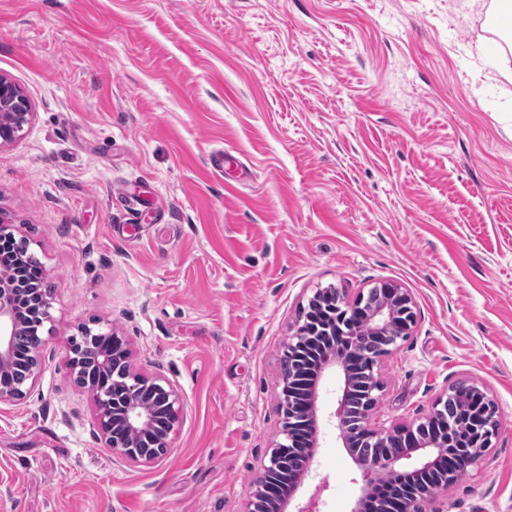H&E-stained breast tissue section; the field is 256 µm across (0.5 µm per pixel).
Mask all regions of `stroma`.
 <instances>
[{
    "label": "stroma",
    "mask_w": 512,
    "mask_h": 512,
    "mask_svg": "<svg viewBox=\"0 0 512 512\" xmlns=\"http://www.w3.org/2000/svg\"><path fill=\"white\" fill-rule=\"evenodd\" d=\"M511 36L467 0H0V75L33 110L0 148V221L50 288L39 377L0 408V512H247L304 309L384 282L417 318L375 368L374 419L484 390L500 428L449 512H512ZM84 326L179 394L158 463L105 447L68 364ZM340 385L319 383L294 498L313 512L360 491Z\"/></svg>",
    "instance_id": "stroma-1"
}]
</instances>
